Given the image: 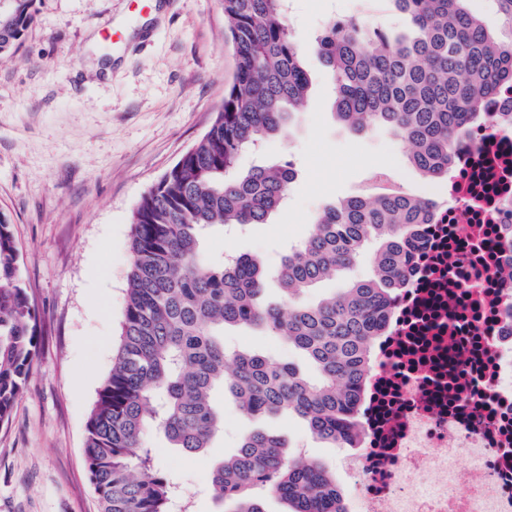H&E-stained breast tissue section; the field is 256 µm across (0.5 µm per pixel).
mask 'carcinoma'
<instances>
[{
	"label": "carcinoma",
	"mask_w": 512,
	"mask_h": 512,
	"mask_svg": "<svg viewBox=\"0 0 512 512\" xmlns=\"http://www.w3.org/2000/svg\"><path fill=\"white\" fill-rule=\"evenodd\" d=\"M237 57L234 81L206 132L141 198L131 216V263L112 369L87 422L86 464L99 512H174L176 487L155 467L147 431L199 453L224 428L214 400L229 391L245 416H291L320 440L351 447L357 396L373 346L409 275L433 202L372 187L325 205L275 274L242 254L215 259L204 233L266 224L294 178L284 160L247 171L240 154L290 136L310 86L288 29L284 0H220ZM416 28L330 19L316 48L335 85L334 117L362 132L381 128L412 146L410 164L447 180L457 146L480 124H512L486 101L512 87V0H493L500 37L465 0H393ZM35 0H12L0 15V60L14 57L34 19ZM502 250L512 254V203L501 214ZM371 273L315 300L307 292L360 262ZM276 279L280 302L261 295ZM37 314L21 282L12 224L0 215V426L9 423L37 354ZM227 328L259 330L303 353L309 377L268 355L230 351ZM227 512H266L264 495L289 512H346L336 477L293 449L281 431L241 436L212 471Z\"/></svg>",
	"instance_id": "obj_1"
}]
</instances>
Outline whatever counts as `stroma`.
Masks as SVG:
<instances>
[{"instance_id":"stroma-1","label":"stroma","mask_w":512,"mask_h":512,"mask_svg":"<svg viewBox=\"0 0 512 512\" xmlns=\"http://www.w3.org/2000/svg\"><path fill=\"white\" fill-rule=\"evenodd\" d=\"M36 17L15 58L0 62V213L12 224L20 274L38 311L39 348L7 426L0 427V512H98L85 463L86 428L112 368L130 264L131 215L141 197L209 129L237 61L224 38L220 0H36ZM411 33L392 0H291L288 24L312 86L289 139L270 140L241 169L294 163L287 200L270 223L242 235L205 236L208 251L252 254L277 266L325 202L360 192L373 168L393 187L432 198L434 181L379 129L356 134L332 115L334 84L316 54L328 17ZM122 30V41L103 27ZM234 349L299 362L287 343L257 331H228ZM224 433L197 454L148 439L157 468L193 512H221L211 473L253 426L231 397ZM292 442L344 483L343 449L283 422Z\"/></svg>"}]
</instances>
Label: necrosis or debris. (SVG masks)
<instances>
[{
    "label": "necrosis or debris",
    "instance_id": "necrosis-or-debris-1",
    "mask_svg": "<svg viewBox=\"0 0 512 512\" xmlns=\"http://www.w3.org/2000/svg\"><path fill=\"white\" fill-rule=\"evenodd\" d=\"M510 198L512 128L474 130L375 348L341 463L353 512H512Z\"/></svg>",
    "mask_w": 512,
    "mask_h": 512
}]
</instances>
